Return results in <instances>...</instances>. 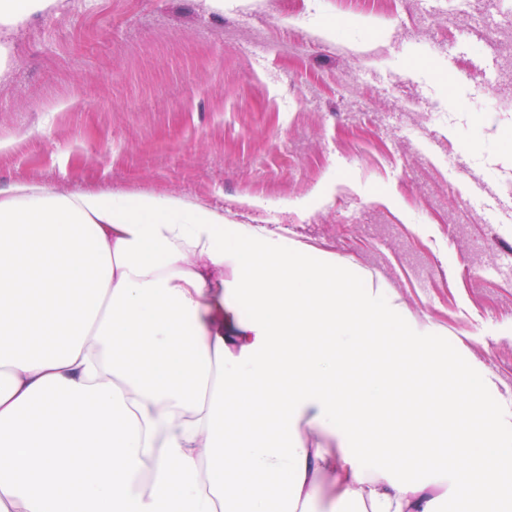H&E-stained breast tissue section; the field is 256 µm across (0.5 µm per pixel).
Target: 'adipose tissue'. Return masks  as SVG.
I'll return each mask as SVG.
<instances>
[{"instance_id":"ef3b65f1","label":"adipose tissue","mask_w":512,"mask_h":512,"mask_svg":"<svg viewBox=\"0 0 512 512\" xmlns=\"http://www.w3.org/2000/svg\"><path fill=\"white\" fill-rule=\"evenodd\" d=\"M64 6L0 0V70ZM399 315L332 256L268 253L251 228L226 248L223 210L180 194L0 189V512L511 499L496 406ZM417 467L431 480L396 475Z\"/></svg>"}]
</instances>
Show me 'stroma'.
Returning <instances> with one entry per match:
<instances>
[{"label":"stroma","mask_w":512,"mask_h":512,"mask_svg":"<svg viewBox=\"0 0 512 512\" xmlns=\"http://www.w3.org/2000/svg\"><path fill=\"white\" fill-rule=\"evenodd\" d=\"M67 3L22 23L0 71V189L222 207L226 234L332 255L512 396V222L460 171L512 174L507 0Z\"/></svg>","instance_id":"35a3bbf8"}]
</instances>
